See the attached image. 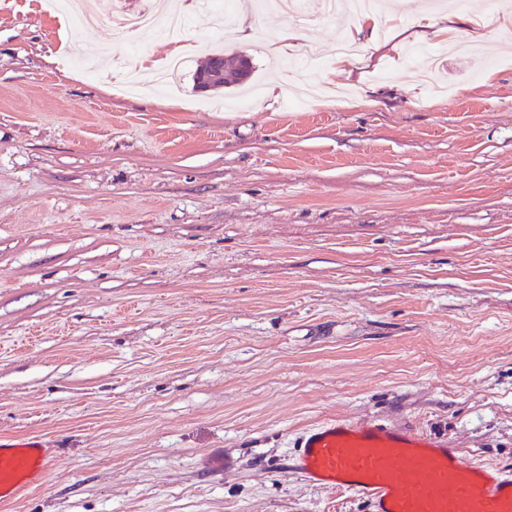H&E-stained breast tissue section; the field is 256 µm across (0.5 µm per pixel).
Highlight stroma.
<instances>
[{
    "instance_id": "1",
    "label": "stroma",
    "mask_w": 512,
    "mask_h": 512,
    "mask_svg": "<svg viewBox=\"0 0 512 512\" xmlns=\"http://www.w3.org/2000/svg\"><path fill=\"white\" fill-rule=\"evenodd\" d=\"M245 2L132 54L146 0H0V439L59 455L0 512H371L287 467L331 416L512 471V0H386L342 73L358 16ZM165 0H155L148 10L134 13L119 14L114 16L113 23L118 35L124 39H130L131 35L142 28L158 26L167 21Z\"/></svg>"
}]
</instances>
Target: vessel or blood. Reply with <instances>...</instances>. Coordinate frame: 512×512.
Instances as JSON below:
<instances>
[{"label":"vessel or blood","instance_id":"1","mask_svg":"<svg viewBox=\"0 0 512 512\" xmlns=\"http://www.w3.org/2000/svg\"><path fill=\"white\" fill-rule=\"evenodd\" d=\"M290 461L308 481L362 497L371 512H512L511 472L395 424L325 419L298 437ZM53 464L43 437L0 442V500L41 484Z\"/></svg>","mask_w":512,"mask_h":512}]
</instances>
